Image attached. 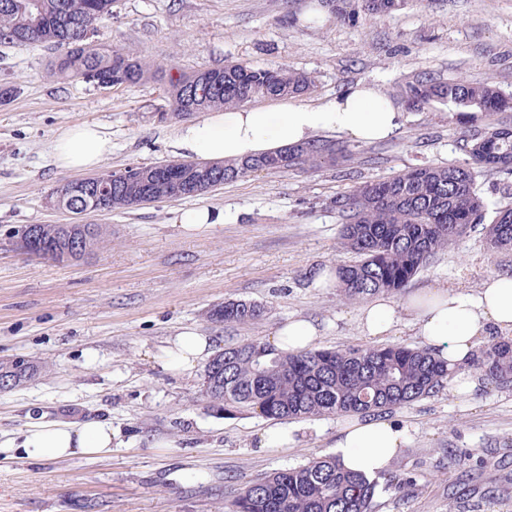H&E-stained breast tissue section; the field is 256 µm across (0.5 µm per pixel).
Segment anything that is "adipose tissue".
<instances>
[{
    "mask_svg": "<svg viewBox=\"0 0 512 512\" xmlns=\"http://www.w3.org/2000/svg\"><path fill=\"white\" fill-rule=\"evenodd\" d=\"M405 122V112L393 101L373 85L359 83L317 105L291 99L212 111L202 121L182 125L176 147L182 154L207 160L241 161L306 143L319 133L340 134L365 144L388 140L401 132ZM111 152L112 136L98 124L61 129L52 145L55 165L70 171L94 169ZM401 310L411 314L425 346L455 369L451 391L469 396L477 388L470 367L478 341L512 335V275L490 276L473 293L436 285L400 302L378 295L360 312L362 331L371 337L388 335ZM322 333L319 321L297 317L278 324L270 341L280 351L297 353L312 349ZM210 348L209 337L187 326L176 335L168 356L176 367L189 369L209 355ZM410 439L406 424L370 417L339 427L330 452L346 469L371 476L385 470ZM111 449L112 426L103 421L41 420L30 424L20 441L0 446L10 456L41 462Z\"/></svg>",
    "mask_w": 512,
    "mask_h": 512,
    "instance_id": "ef3b65f1",
    "label": "adipose tissue"
}]
</instances>
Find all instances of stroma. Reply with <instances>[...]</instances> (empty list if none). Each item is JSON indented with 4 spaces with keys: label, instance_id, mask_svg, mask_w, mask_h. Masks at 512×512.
Masks as SVG:
<instances>
[{
    "label": "stroma",
    "instance_id": "35a3bbf8",
    "mask_svg": "<svg viewBox=\"0 0 512 512\" xmlns=\"http://www.w3.org/2000/svg\"><path fill=\"white\" fill-rule=\"evenodd\" d=\"M319 4L324 21L302 18ZM95 44L187 72L224 63L281 67L314 76L304 102L318 104L364 81L394 102L420 76L494 80L512 93V0H409L373 19H337L327 0H116ZM54 47L0 46V359L47 364V373L0 390V442L41 418L108 421L112 450L58 462L0 458V512H228L246 485L327 455L339 416L290 422L293 441L259 445L268 419L217 413L202 394L203 365L168 362L176 332L195 326L219 350L267 341L290 317L321 319L319 348L373 344L360 303L337 289L312 288L313 273L349 256L339 247L336 196L417 165L465 161L473 127L447 103L408 108L398 136L356 144L318 169L257 172L205 195L94 216L110 243L74 263L17 251L10 232L25 224H70L49 204L71 180L51 156L56 134L84 123L106 126L105 171L178 159L177 119L160 81L100 87L52 74ZM223 211L215 229L186 234L177 217L196 206ZM512 273V252L492 250L475 227L429 259L407 292L435 284L475 291ZM227 299L260 303L247 327L211 322ZM412 440L393 474L414 483L382 493L374 512H512V387L483 383L469 399L450 390L394 410Z\"/></svg>",
    "mask_w": 512,
    "mask_h": 512
}]
</instances>
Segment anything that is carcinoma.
<instances>
[{"label":"carcinoma","mask_w":512,"mask_h":512,"mask_svg":"<svg viewBox=\"0 0 512 512\" xmlns=\"http://www.w3.org/2000/svg\"><path fill=\"white\" fill-rule=\"evenodd\" d=\"M113 0H0V45L48 44L61 49L54 65L63 79L112 86L145 80L167 82L171 116L224 109L256 98L311 93L315 80L304 72L253 68L226 63L193 74L133 58L119 49H89L94 25L112 15ZM338 19L374 18L398 11L407 0H329ZM413 107L432 100L454 112H506L512 94L495 82L422 79L404 87ZM336 144L307 143L240 162L171 160L133 166L142 175L137 192L158 202L175 196L176 185L157 178L164 167L182 182L200 186L204 195L251 172H279L296 167L320 168L336 158ZM463 164L419 165L397 175L367 181L336 199L344 223L340 248L354 258L337 267L339 287L347 301L380 293L395 294L424 267L429 257L447 248L478 225H488L491 248L512 251V202L491 205L476 178L481 173L512 172V126L491 124L470 135ZM98 181L109 187L108 211L140 206L130 190L107 174ZM59 205L81 215L90 196L60 191ZM42 243L75 260L104 244L106 236L90 225L67 231L41 226ZM266 314L255 302L228 299L206 312L213 323L248 326ZM474 366L500 388L512 387V340L478 351ZM48 371L45 364L13 358L0 361L5 389L19 387ZM452 372L448 363L426 348L401 344L353 346L298 353L275 352L257 340H246L216 352L204 370L205 396L226 416L249 412L276 421L329 415L391 413L442 390ZM413 483L406 473L368 477L348 471L333 456L314 458L296 468L274 472L246 486L231 502L230 512H372L375 499L392 487Z\"/></svg>","instance_id":"carcinoma-1"}]
</instances>
